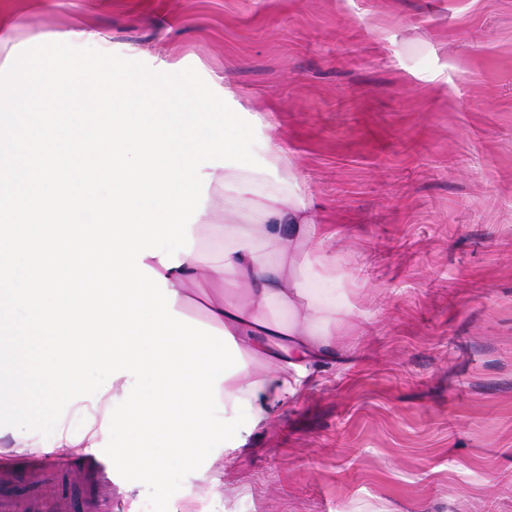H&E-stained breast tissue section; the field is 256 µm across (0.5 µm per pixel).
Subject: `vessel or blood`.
<instances>
[{
    "label": "vessel or blood",
    "mask_w": 512,
    "mask_h": 512,
    "mask_svg": "<svg viewBox=\"0 0 512 512\" xmlns=\"http://www.w3.org/2000/svg\"><path fill=\"white\" fill-rule=\"evenodd\" d=\"M33 491L27 496L0 497V512H55L66 493L65 476L81 472L91 479V512H112V489L121 477L107 458L88 457L46 464L40 458L28 463Z\"/></svg>",
    "instance_id": "obj_1"
}]
</instances>
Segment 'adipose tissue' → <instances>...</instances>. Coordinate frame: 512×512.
<instances>
[{
    "mask_svg": "<svg viewBox=\"0 0 512 512\" xmlns=\"http://www.w3.org/2000/svg\"><path fill=\"white\" fill-rule=\"evenodd\" d=\"M266 173L228 167L209 190L198 218L224 241V259L213 264L201 248L179 254L178 266L159 258L144 262L161 273L176 294L175 311L200 308L208 325L231 334L251 368L220 384L219 398L232 406L248 400L255 423L267 421L301 380L331 362L336 339L355 327L349 300L354 281L340 274L326 253L332 231L294 191ZM243 298L228 296L227 287ZM98 431H59L50 442L14 438L18 450L68 455L96 447Z\"/></svg>",
    "mask_w": 512,
    "mask_h": 512,
    "instance_id": "1",
    "label": "adipose tissue"
}]
</instances>
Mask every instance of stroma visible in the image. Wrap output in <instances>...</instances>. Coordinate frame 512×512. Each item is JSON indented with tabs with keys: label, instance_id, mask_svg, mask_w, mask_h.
<instances>
[{
	"label": "stroma",
	"instance_id": "1",
	"mask_svg": "<svg viewBox=\"0 0 512 512\" xmlns=\"http://www.w3.org/2000/svg\"><path fill=\"white\" fill-rule=\"evenodd\" d=\"M228 76L359 287L337 359L169 512H512V0H0Z\"/></svg>",
	"mask_w": 512,
	"mask_h": 512
}]
</instances>
